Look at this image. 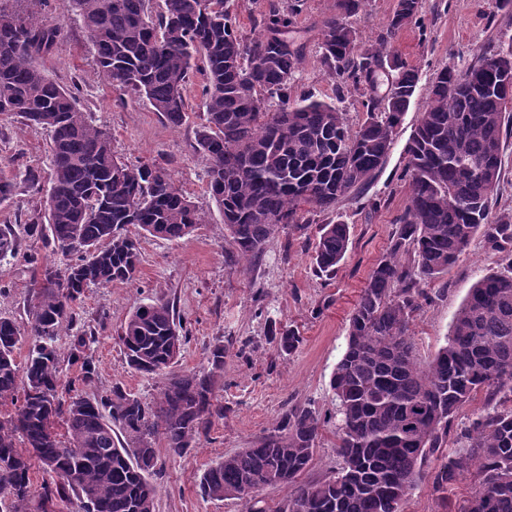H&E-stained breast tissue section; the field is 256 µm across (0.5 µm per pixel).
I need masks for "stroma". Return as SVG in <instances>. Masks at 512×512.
I'll return each instance as SVG.
<instances>
[{
  "label": "stroma",
  "instance_id": "35a3bbf8",
  "mask_svg": "<svg viewBox=\"0 0 512 512\" xmlns=\"http://www.w3.org/2000/svg\"><path fill=\"white\" fill-rule=\"evenodd\" d=\"M333 4L303 0L297 22L306 32L308 47L295 77V94L337 99L336 79L320 59L318 35L312 29L330 14ZM44 12L64 26L61 41L41 61L46 74L76 92L95 124L110 130L119 157L165 168L207 219L178 241L141 237L135 281L86 290L76 308V328L93 335L89 354L95 373L83 393L102 397L118 387L143 402H154L162 377L127 367L118 331L138 304L156 298L173 301L189 336L178 370L204 366L206 348L219 340L224 343V380L217 389L224 416L213 420L180 456H170L164 440H157L159 471L151 478L155 512H242L240 501L201 494L203 472L257 442L290 406L322 413L332 409L329 380L345 349L350 315L372 268L386 255L407 203L406 145L426 105L424 89L441 68L467 67L482 50L511 44L512 9L497 10L494 0H422L424 27L405 28L395 41L401 58L418 68L420 89L396 131L385 165L369 182L346 192L334 210H309L301 227L281 228L250 261L229 259L222 216L206 194L208 164L193 148L204 121L202 71H194L187 86L188 119L173 125L153 112L146 98L103 79L71 0H48ZM361 100L357 90L340 100L353 130L366 118ZM48 150L46 130L26 126L14 115H0V177L16 184L13 198L0 204V225L11 224L22 232L26 248L42 246L23 230L33 218L45 215L51 182ZM30 168L41 174L39 190L23 181ZM337 221L351 228L349 250L335 274L317 275L313 254L319 227ZM502 265V254L477 238L447 273L425 283L430 301L410 325L420 361H429L444 344L471 285ZM41 284L40 269L21 263L1 267L0 317L26 326ZM274 326L298 332L301 342L295 351L278 349L270 333Z\"/></svg>",
  "mask_w": 512,
  "mask_h": 512
}]
</instances>
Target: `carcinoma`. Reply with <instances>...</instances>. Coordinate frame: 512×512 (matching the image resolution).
I'll return each mask as SVG.
<instances>
[{
	"label": "carcinoma",
	"instance_id": "cac0c4a2",
	"mask_svg": "<svg viewBox=\"0 0 512 512\" xmlns=\"http://www.w3.org/2000/svg\"><path fill=\"white\" fill-rule=\"evenodd\" d=\"M368 0H334L316 25L323 65L337 79L336 101L292 96L306 46L288 37L300 0L263 4L258 33L238 32L229 0H72L111 85L144 96L173 124L186 116L185 92L196 60L205 61V123L194 150L208 160L207 193L223 215L231 254L259 256L279 228L299 225L305 207L335 209L349 189L386 163L396 128L419 87V71L394 50L397 35L421 24V0H398L373 41L361 40L350 18ZM63 37L60 23L0 6V114L50 133L51 186L47 223L29 224L52 254L69 259L64 274L48 255L22 248L15 229L0 227V263L22 259L42 269L29 326L0 317V505L5 512H155V442L180 456L224 417L216 384L224 345L206 348L207 365L176 371L188 336L173 304L156 299L134 308L118 336L127 366L163 375L155 403L120 388L90 398L87 332L71 333L75 303L92 287L131 282L139 272V237L178 240L205 223V213L163 168L130 165L115 154L112 133L92 123L77 94L49 78L40 60ZM512 45L483 53L461 72L441 69L426 89L427 104L406 147L409 194L386 256L373 267L352 311L348 341L329 386L335 407L326 416L291 406L270 432L209 466L203 495L235 499L245 512H403L424 480L448 512H512V258L477 279L457 310L450 334L425 365L416 356L410 323L427 295L422 288L448 272L479 236L512 249V214H491L500 187L503 125L512 112ZM363 90L367 118L353 133L338 106L344 90ZM343 222L323 224L315 242L316 270L331 275L348 251ZM405 252L409 263L401 262ZM80 374L62 386L61 337ZM291 352L300 337L274 336ZM28 344L24 365L15 351ZM485 411L458 422L477 393ZM63 422L65 433L54 424ZM336 429V471L305 484L322 428ZM127 442L114 435V427ZM462 450L447 455L448 436ZM54 475L39 494L32 469ZM477 483L461 504L445 493L459 479ZM267 486L289 489L274 511L259 497Z\"/></svg>",
	"mask_w": 512,
	"mask_h": 512
}]
</instances>
